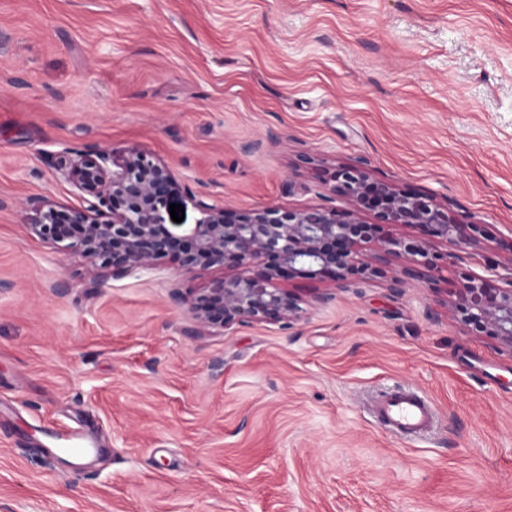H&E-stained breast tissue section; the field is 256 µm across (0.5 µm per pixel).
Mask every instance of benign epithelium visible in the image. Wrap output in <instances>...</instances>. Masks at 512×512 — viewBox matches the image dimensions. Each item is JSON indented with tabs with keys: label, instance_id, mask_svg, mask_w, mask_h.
I'll return each instance as SVG.
<instances>
[{
	"label": "benign epithelium",
	"instance_id": "7a95c632",
	"mask_svg": "<svg viewBox=\"0 0 512 512\" xmlns=\"http://www.w3.org/2000/svg\"><path fill=\"white\" fill-rule=\"evenodd\" d=\"M58 167L82 204L59 210L39 198L27 200L31 234L84 257L92 272L115 279L151 269L167 257L186 268L239 270L201 293L173 292L208 328L255 321L288 325L298 319L299 299L277 287L279 281L311 276L350 288L387 275L391 287L409 288L431 281L448 258L432 244L482 251V225L458 218L432 196L372 178L361 164L339 167L331 175L333 191L347 200L344 208L269 205L238 213L201 199L203 218L182 239L167 231L162 214L176 180L154 155L138 148L118 156L93 149L61 157ZM398 225L417 234L385 233V227ZM455 307L466 327L512 348V280L498 288L484 276H468Z\"/></svg>",
	"mask_w": 512,
	"mask_h": 512
}]
</instances>
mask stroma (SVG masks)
Masks as SVG:
<instances>
[{
	"label": "stroma",
	"instance_id": "35a3bbf8",
	"mask_svg": "<svg viewBox=\"0 0 512 512\" xmlns=\"http://www.w3.org/2000/svg\"><path fill=\"white\" fill-rule=\"evenodd\" d=\"M163 160L200 198L344 207L336 166L483 225L512 278V0H0V512H512V348L467 332L449 249L432 284L298 277L291 325L207 329L169 259L115 279L33 236L79 206L61 155ZM434 403L403 441L380 389ZM104 456L57 454L71 428Z\"/></svg>",
	"mask_w": 512,
	"mask_h": 512
}]
</instances>
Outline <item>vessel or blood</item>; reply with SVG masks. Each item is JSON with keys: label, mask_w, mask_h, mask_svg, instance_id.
<instances>
[{"label": "vessel or blood", "mask_w": 512, "mask_h": 512, "mask_svg": "<svg viewBox=\"0 0 512 512\" xmlns=\"http://www.w3.org/2000/svg\"><path fill=\"white\" fill-rule=\"evenodd\" d=\"M371 412L392 435L410 440L428 433L437 418L432 403L406 387H394L377 396Z\"/></svg>", "instance_id": "vessel-or-blood-1"}]
</instances>
